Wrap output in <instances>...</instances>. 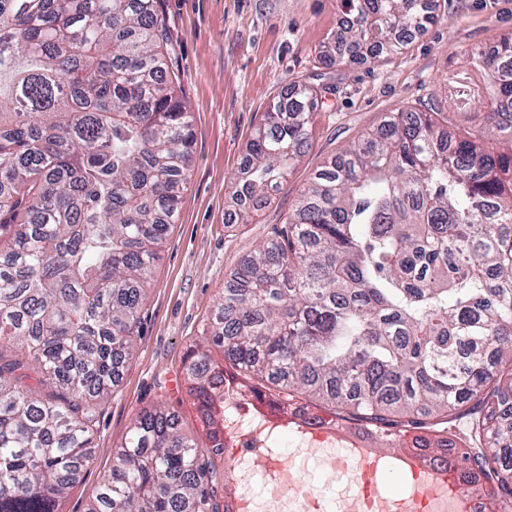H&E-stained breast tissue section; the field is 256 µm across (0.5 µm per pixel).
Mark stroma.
<instances>
[{
  "instance_id": "obj_1",
  "label": "stroma",
  "mask_w": 512,
  "mask_h": 512,
  "mask_svg": "<svg viewBox=\"0 0 512 512\" xmlns=\"http://www.w3.org/2000/svg\"><path fill=\"white\" fill-rule=\"evenodd\" d=\"M435 20L397 51L333 65L321 53L345 24L336 0H163L170 71L190 106L189 180L175 224L146 289L140 337L109 396L99 403L91 460L63 512H87L112 450L140 408L165 400L183 433L207 446L209 426L185 379L184 359L240 264L270 240L295 207L312 173L397 112L437 107L439 123L478 128L484 107L448 103L449 79L465 51H492L512 35V0H429ZM318 88L304 155L268 201L245 221H226L246 145L269 104L292 83Z\"/></svg>"
}]
</instances>
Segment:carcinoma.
Here are the masks:
<instances>
[{"label": "carcinoma", "mask_w": 512, "mask_h": 512, "mask_svg": "<svg viewBox=\"0 0 512 512\" xmlns=\"http://www.w3.org/2000/svg\"><path fill=\"white\" fill-rule=\"evenodd\" d=\"M163 0H0V512H60L90 463L95 400L139 336L145 286L185 190L190 109L167 76ZM334 52L376 56L427 28L424 0H337ZM485 129L400 112L315 171L274 237L226 281L185 371L200 447L163 401L136 413L88 512H229L224 411L242 391L280 420L318 409L512 502V37L467 54ZM316 90L272 104L247 143L234 223L305 153ZM224 368L211 366V348ZM57 389L34 398L29 372Z\"/></svg>", "instance_id": "obj_1"}]
</instances>
